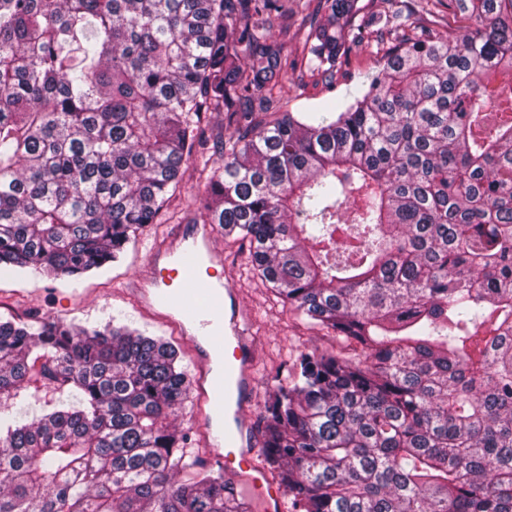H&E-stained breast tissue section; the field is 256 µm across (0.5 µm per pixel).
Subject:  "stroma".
Here are the masks:
<instances>
[{"instance_id":"obj_1","label":"stroma","mask_w":512,"mask_h":512,"mask_svg":"<svg viewBox=\"0 0 512 512\" xmlns=\"http://www.w3.org/2000/svg\"><path fill=\"white\" fill-rule=\"evenodd\" d=\"M378 57L371 48L352 51L333 81L307 71L289 74L281 98L291 112H331L352 102L378 71ZM205 179L196 165H188L174 205V219L155 225L129 244L120 260L80 279L47 277L31 268L0 276V314L59 320L78 326L96 327L109 322L128 325L144 335L171 342L180 352V365L193 374L195 361L188 339L170 326L144 313L124 288L147 273L153 243L175 227L192 223L204 195ZM215 247L224 255V272L250 316L259 385L249 419L258 422L276 375L286 373L297 351H340L341 346L320 326L300 319L283 305L258 277L249 273L248 246L236 237L216 231Z\"/></svg>"}]
</instances>
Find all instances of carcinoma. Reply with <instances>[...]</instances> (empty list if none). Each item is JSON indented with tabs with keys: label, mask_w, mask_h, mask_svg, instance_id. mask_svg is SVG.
Here are the masks:
<instances>
[{
	"label": "carcinoma",
	"mask_w": 512,
	"mask_h": 512,
	"mask_svg": "<svg viewBox=\"0 0 512 512\" xmlns=\"http://www.w3.org/2000/svg\"><path fill=\"white\" fill-rule=\"evenodd\" d=\"M312 1L290 53L279 0H0V274L117 261L198 163L201 223L361 351L298 353L264 404L289 512H512V0H383L378 25ZM387 24L412 34L353 103L283 109L289 70L331 78ZM178 361L0 315V512H250L171 420Z\"/></svg>",
	"instance_id": "obj_1"
}]
</instances>
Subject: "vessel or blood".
I'll list each match as a JSON object with an SVG mask.
<instances>
[{
	"label": "vessel or blood",
	"instance_id": "obj_1",
	"mask_svg": "<svg viewBox=\"0 0 512 512\" xmlns=\"http://www.w3.org/2000/svg\"><path fill=\"white\" fill-rule=\"evenodd\" d=\"M212 236V225L188 224L157 242L144 279L133 281L131 293L141 307L192 340L196 373L191 389L208 407L201 430L214 447L223 449L220 463L225 471L262 488L265 512H283V489L252 464L256 448L245 413L256 385L255 350L242 327L234 289L209 274L224 264Z\"/></svg>",
	"mask_w": 512,
	"mask_h": 512
}]
</instances>
